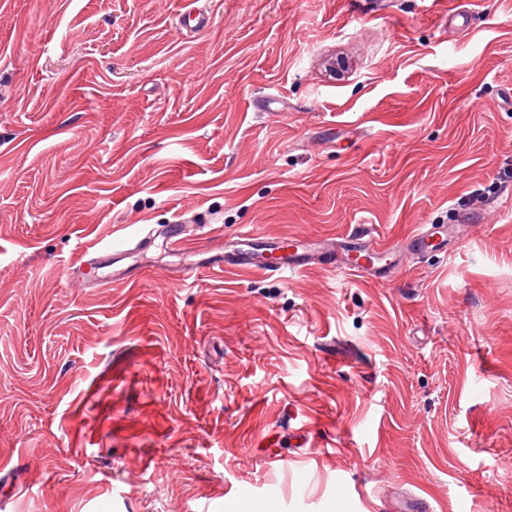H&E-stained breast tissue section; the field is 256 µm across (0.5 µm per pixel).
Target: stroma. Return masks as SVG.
<instances>
[{
	"label": "stroma",
	"mask_w": 512,
	"mask_h": 512,
	"mask_svg": "<svg viewBox=\"0 0 512 512\" xmlns=\"http://www.w3.org/2000/svg\"><path fill=\"white\" fill-rule=\"evenodd\" d=\"M186 2L0 0V512H512V0H198L190 38ZM452 211L391 281L160 233ZM109 248H99L84 251L79 259V264H73L68 268V273L72 282L80 287H86L88 281L80 279V272L83 268H103L108 261L107 256L103 255L108 252Z\"/></svg>",
	"instance_id": "stroma-1"
}]
</instances>
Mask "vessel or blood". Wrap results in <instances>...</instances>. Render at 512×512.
Returning a JSON list of instances; mask_svg holds the SVG:
<instances>
[{"instance_id": "vessel-or-blood-1", "label": "vessel or blood", "mask_w": 512, "mask_h": 512, "mask_svg": "<svg viewBox=\"0 0 512 512\" xmlns=\"http://www.w3.org/2000/svg\"><path fill=\"white\" fill-rule=\"evenodd\" d=\"M242 241L248 242L245 250H218L216 259L209 264L212 272L227 269L259 271L279 279L299 273L315 261H322L329 270L380 280L393 279L405 262L412 256L429 250L447 249V225L421 224L403 242L401 249L390 263L380 264L381 255L389 253L390 247L382 243L370 226H360L353 248L338 254L336 241L332 238L313 241L301 235H284L268 238L256 230L241 233ZM107 258L103 249L84 251L77 264L71 265L68 273L72 281H79L83 268L104 267Z\"/></svg>"}]
</instances>
